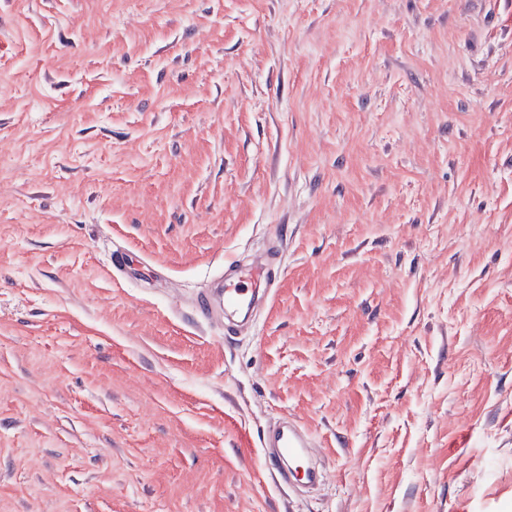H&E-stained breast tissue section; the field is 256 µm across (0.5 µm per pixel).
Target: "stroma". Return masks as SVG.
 I'll list each match as a JSON object with an SVG mask.
<instances>
[{
	"mask_svg": "<svg viewBox=\"0 0 512 512\" xmlns=\"http://www.w3.org/2000/svg\"><path fill=\"white\" fill-rule=\"evenodd\" d=\"M492 2L0 0V512H512ZM271 241L252 324L200 321ZM263 450L275 461L274 470L283 480L297 481L315 486L324 478V472L317 464L313 453L314 441L310 433L300 424L286 420L264 434ZM293 461L303 464V475L299 478L296 469L291 468Z\"/></svg>",
	"mask_w": 512,
	"mask_h": 512,
	"instance_id": "obj_1",
	"label": "stroma"
}]
</instances>
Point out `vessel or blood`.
Returning a JSON list of instances; mask_svg holds the SVG:
<instances>
[{
	"instance_id": "b4317fda",
	"label": "vessel or blood",
	"mask_w": 512,
	"mask_h": 512,
	"mask_svg": "<svg viewBox=\"0 0 512 512\" xmlns=\"http://www.w3.org/2000/svg\"><path fill=\"white\" fill-rule=\"evenodd\" d=\"M277 262L275 252L269 251L252 263L233 260L224 265V283L221 288L204 291L197 299L198 317L210 319L216 310L225 315L251 317L262 303L264 283L274 277ZM262 446L275 462V470L283 480L294 477L292 462L303 465V482L314 486L321 482L324 472L313 453L314 441L310 433L295 421L287 420L263 436Z\"/></svg>"
}]
</instances>
